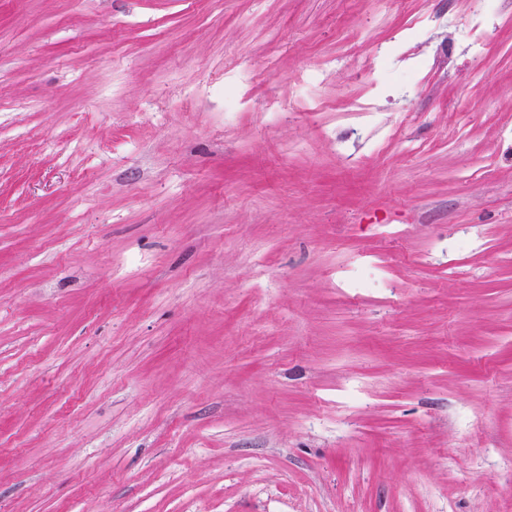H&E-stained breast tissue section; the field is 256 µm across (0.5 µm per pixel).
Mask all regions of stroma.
Here are the masks:
<instances>
[{"label":"stroma","mask_w":512,"mask_h":512,"mask_svg":"<svg viewBox=\"0 0 512 512\" xmlns=\"http://www.w3.org/2000/svg\"><path fill=\"white\" fill-rule=\"evenodd\" d=\"M427 13L0 0V512H512V8L390 97Z\"/></svg>","instance_id":"obj_1"}]
</instances>
